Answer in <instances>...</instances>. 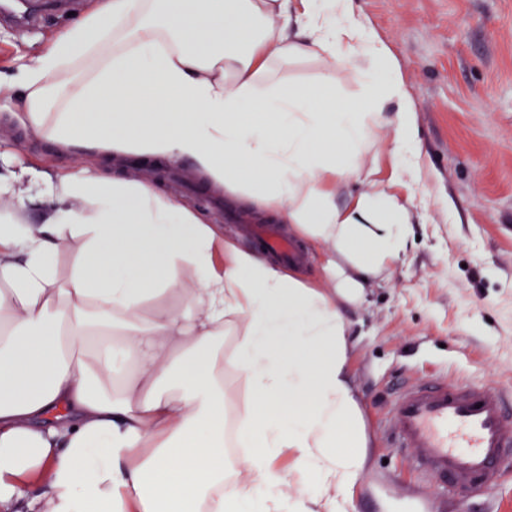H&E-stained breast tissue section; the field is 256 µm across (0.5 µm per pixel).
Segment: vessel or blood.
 Segmentation results:
<instances>
[{"label": "vessel or blood", "instance_id": "vessel-or-blood-1", "mask_svg": "<svg viewBox=\"0 0 512 512\" xmlns=\"http://www.w3.org/2000/svg\"><path fill=\"white\" fill-rule=\"evenodd\" d=\"M257 243L292 263L296 244L275 227L253 228ZM397 425L390 439L410 450L420 473L449 486L480 492L488 476L512 456V394L439 378L403 383L390 407Z\"/></svg>", "mask_w": 512, "mask_h": 512}]
</instances>
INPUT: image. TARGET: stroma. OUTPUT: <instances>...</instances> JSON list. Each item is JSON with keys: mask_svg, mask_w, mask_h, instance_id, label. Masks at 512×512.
<instances>
[{"mask_svg": "<svg viewBox=\"0 0 512 512\" xmlns=\"http://www.w3.org/2000/svg\"><path fill=\"white\" fill-rule=\"evenodd\" d=\"M22 6L0 11V70L45 46L82 13ZM391 44L412 95L425 179L414 194L412 246L365 284L347 307L348 370L366 436L363 471L347 494L348 512H512V467L491 479L484 503L419 475L389 440V393L404 381L440 376L512 392V0H357ZM38 140L0 120V163L41 161ZM130 175L165 193L204 185L189 164L171 165L176 180L136 155ZM226 236L253 246L250 230L269 216L243 210L223 192L188 198ZM236 328L224 327L225 430L252 397L233 374Z\"/></svg>", "mask_w": 512, "mask_h": 512, "instance_id": "35a3bbf8", "label": "stroma"}]
</instances>
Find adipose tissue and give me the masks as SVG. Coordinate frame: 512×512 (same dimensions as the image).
I'll use <instances>...</instances> for the list:
<instances>
[{"label":"adipose tissue","mask_w":512,"mask_h":512,"mask_svg":"<svg viewBox=\"0 0 512 512\" xmlns=\"http://www.w3.org/2000/svg\"><path fill=\"white\" fill-rule=\"evenodd\" d=\"M302 59L317 80L285 83ZM342 72L363 79L350 107ZM0 109L89 161L0 166L14 201L0 210V512H348L365 436L344 307L408 251L414 222L379 177L381 129L398 178H421L410 89L355 0H94L0 72ZM102 155L188 162L327 245L330 290L151 182L102 176ZM228 322L256 400L237 428L250 481L230 493ZM275 448L307 491L288 495Z\"/></svg>","instance_id":"adipose-tissue-1"}]
</instances>
